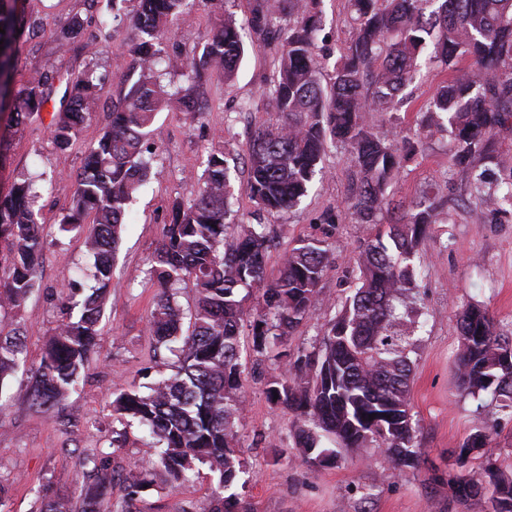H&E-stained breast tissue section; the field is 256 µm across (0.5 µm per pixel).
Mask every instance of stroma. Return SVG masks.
<instances>
[{"mask_svg": "<svg viewBox=\"0 0 512 512\" xmlns=\"http://www.w3.org/2000/svg\"><path fill=\"white\" fill-rule=\"evenodd\" d=\"M23 7L42 21L44 29L24 43L19 79L54 68L61 80L43 111L24 129L9 134L11 165L0 172V186L28 172L46 176L39 185L44 230L38 284L21 306L0 307V326L20 325L27 346L25 361L0 384V484L5 487L0 512H36L44 494L80 504L83 484L94 479L79 466L84 454L98 455L118 472L156 458L158 445L149 431L120 422L112 402L121 392L146 390L174 371L175 356L157 346L149 333L157 289L147 270L173 201L196 196L210 151L223 150L234 169L229 223L261 222L274 238L266 265L268 277L277 276L284 254L299 241L321 239L329 246L319 304L311 320L287 337L291 354L318 346L325 326L353 295L354 259L368 233L367 225L358 223L346 208L352 169L344 150L326 156L324 177L295 208L259 210L246 191L244 155L249 141L258 129L279 124L281 117L264 95L275 51L244 35L247 52L233 81H225L217 72L203 74L196 90L204 106L198 119L187 120L178 111L157 114L152 126L156 148L152 176L136 196L114 256L96 350L76 390L61 405L48 413L33 410L27 401L30 378L40 363L46 337L69 305L70 291L64 283L77 269L91 270L94 262L85 246L84 229L65 232L60 221L86 151L119 100L118 78L129 61L135 32L125 22L109 30L98 26V16L109 10L107 0H23ZM319 9V45L331 59H339L354 32L348 0H320ZM76 14L85 21L83 31L66 48H59V27ZM213 20L208 0H191L188 10L163 35V55L192 54ZM90 63L107 77L98 109L80 127L71 146L58 150L49 123L65 89L63 79ZM447 78L441 63L423 62L393 106L366 115L376 130L423 140L421 151L387 189L390 198L407 205L424 199L444 205L464 192L453 173L447 133L427 131L421 123L422 106ZM328 211L338 216L331 226L321 221ZM452 220L449 228L431 225L422 240V258L415 266L416 299L408 305L409 317L416 322L410 399L420 428L418 468L392 469L375 448H340L334 463H307L295 444L293 415L267 399L266 383L281 368L258 361L252 351V321L247 318L240 327L245 403L237 420L240 456L248 471V482L239 490L242 512H490L485 500H461L449 487L448 476L461 469L456 465L459 448L480 422L492 431L493 444L501 450L502 474L512 479V416L490 394L473 398L458 388L456 322L466 304L480 303L496 320L512 323V213L488 223L459 209ZM116 430L124 434L118 448L112 445ZM215 488L216 480L205 465L175 484L158 475L136 499L134 509L208 512Z\"/></svg>", "mask_w": 512, "mask_h": 512, "instance_id": "obj_1", "label": "stroma"}]
</instances>
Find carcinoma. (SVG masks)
<instances>
[{"mask_svg": "<svg viewBox=\"0 0 512 512\" xmlns=\"http://www.w3.org/2000/svg\"><path fill=\"white\" fill-rule=\"evenodd\" d=\"M19 0H0V112L9 108L20 127L42 112L51 99L54 70L39 71L15 85L21 44L40 30L37 19L18 9ZM215 26L199 59L162 58L160 40L168 23L188 0H136L127 14L136 37L130 62L120 75L121 98L108 126L85 155L83 171L61 220L64 231L87 226L86 244L95 258L97 287L74 303L45 345L28 390L30 407L48 412L78 383L95 351L104 301L112 280L111 256L117 248L133 197L147 184L152 154L149 128L156 113L179 103L182 112H199L198 100L169 89L158 66L182 71L196 83L202 70L231 78L244 55L235 19L224 15V0H207ZM436 5L431 12L426 6ZM319 0H288L283 13L269 0H254L249 27L261 43L278 44L275 70L265 95L280 112L276 130H262L247 148L246 191L261 209H290L307 195L329 151L348 153L355 179L348 205L361 224L370 225L356 259L359 287L320 337L318 351L299 356L267 382L266 394L296 418L294 435L308 461L336 450L321 446L326 437L343 448L376 447L393 469L415 468L418 422L410 407L414 363L413 336L401 308L412 292L414 259L427 229L440 221L441 205L423 201L411 208L384 196L388 182L414 157L420 140L402 146L372 132L367 112L383 106L414 78L425 50L448 68L449 77L426 103L425 127L448 133L454 164L466 193L448 199V211L468 208L485 219L512 206V163L499 153L501 135L512 131V0H349L355 30L333 65L327 85L316 73L325 65L317 45L321 28ZM84 19L72 16L60 29L65 45L77 38ZM463 61L465 68L459 67ZM372 87L367 96L365 84ZM105 77L86 67L66 79L60 107L52 116L54 145L67 149L85 120L97 110ZM506 172L493 179L490 166ZM39 192L31 177L15 178L0 192V246L7 251L9 275L0 286V307L20 306L36 287L43 242ZM233 198L224 154L211 152L194 199L176 201L171 220L147 271L158 288L149 332L177 353L176 372L142 393L130 389L113 400L120 418L149 427L159 444L156 460L134 466L124 476V506L152 486L162 471L172 483L185 479L198 464L215 474L217 489L209 512H240L236 488L243 473L235 430L244 392L241 379L240 326L245 315L242 292L259 287L262 308L253 316L252 345L260 356L278 360L277 351L293 330L314 314L319 284L329 262L326 241L310 239L289 251L279 275L265 281L272 237L263 224H226ZM391 208L394 222L383 228L377 214ZM192 283L197 305L183 329L184 313L176 301L178 286ZM460 350L456 364L463 393L490 392L501 408L512 410V370L499 367L500 352L512 348L505 329L487 306L470 303L457 319ZM18 327L0 328V388L26 355ZM375 415L369 419V415ZM481 451L477 498L493 512H512V479L499 472L498 449L481 424L460 447L466 462ZM112 475L100 465L87 487L81 512H98ZM38 512H73L70 501L42 497Z\"/></svg>", "mask_w": 512, "mask_h": 512, "instance_id": "carcinoma-1", "label": "carcinoma"}]
</instances>
